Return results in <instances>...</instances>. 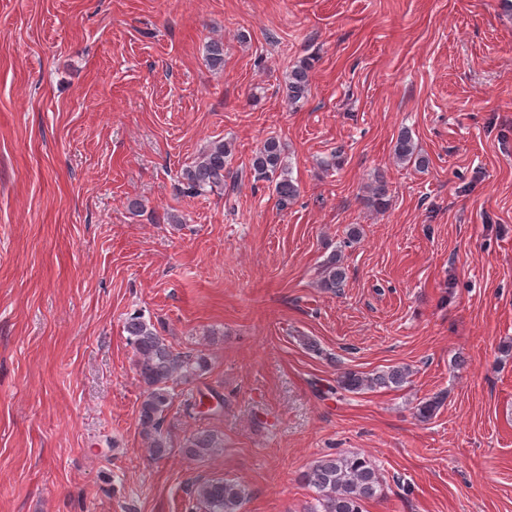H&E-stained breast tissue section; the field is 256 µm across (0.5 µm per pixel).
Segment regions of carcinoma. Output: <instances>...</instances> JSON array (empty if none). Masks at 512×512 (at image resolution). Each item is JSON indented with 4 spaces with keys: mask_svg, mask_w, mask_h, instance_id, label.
<instances>
[{
    "mask_svg": "<svg viewBox=\"0 0 512 512\" xmlns=\"http://www.w3.org/2000/svg\"><path fill=\"white\" fill-rule=\"evenodd\" d=\"M211 66L224 65V43L212 40L206 45ZM313 64L305 59L288 74L285 95L288 103L296 104L305 98L310 86ZM394 157L401 163H415L423 169L429 159L422 155L408 132L401 133L394 145ZM229 147L223 141L208 145L198 161L181 174L183 192L192 197L203 196L227 185L232 177L229 166ZM254 177L274 185L281 206L286 207L297 195L298 189L285 162L280 140L267 139L251 158ZM368 203L378 211L388 206L387 189L379 180L372 188ZM322 287L333 291L343 286L346 272L336 255H330L323 264ZM125 332L136 357V369L143 386V400L139 410V424L156 459L167 457L172 446L164 421L173 399L172 384L179 378L190 379L205 373L209 367L207 356L200 351H180L157 330L154 323L134 313L126 318ZM409 373L405 367L383 370L372 377L351 369L339 373L335 390L359 392L367 387H398ZM222 447V441L210 431H198L188 437L181 452L194 459H203ZM303 482L314 490L315 505L311 512H364V503L382 495L383 484L379 470L372 460L361 454L327 455L313 461L302 475ZM196 499L206 512H240L247 496L246 489L236 481L213 479L197 486Z\"/></svg>",
    "mask_w": 512,
    "mask_h": 512,
    "instance_id": "1",
    "label": "carcinoma"
}]
</instances>
